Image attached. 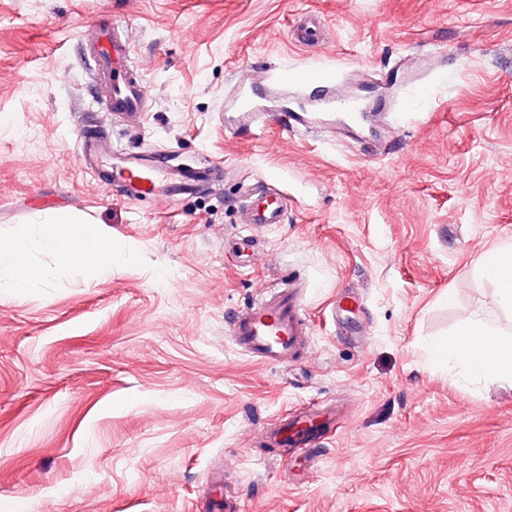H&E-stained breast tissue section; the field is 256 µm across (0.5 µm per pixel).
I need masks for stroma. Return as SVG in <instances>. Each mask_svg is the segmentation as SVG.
<instances>
[{
    "label": "stroma",
    "mask_w": 512,
    "mask_h": 512,
    "mask_svg": "<svg viewBox=\"0 0 512 512\" xmlns=\"http://www.w3.org/2000/svg\"><path fill=\"white\" fill-rule=\"evenodd\" d=\"M324 40L296 41L301 15ZM128 30L154 105L115 123L80 35ZM431 50L422 102L391 154L361 133L225 130L243 67L339 64L348 85ZM223 164L217 189L131 201L79 164L86 129ZM288 196L285 223L239 222L245 188ZM97 224L111 278L57 269L34 228ZM0 234L43 285L0 288V512H207L222 471L237 512H512V389L437 363L430 344L477 313L502 328L480 256L512 244V0H0ZM258 258L237 267L239 248ZM309 288L311 349L255 363L226 317L260 286ZM354 290L369 333L329 311ZM343 419L306 480L304 452L253 440L287 411Z\"/></svg>",
    "instance_id": "1"
}]
</instances>
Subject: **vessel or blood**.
<instances>
[{"mask_svg":"<svg viewBox=\"0 0 512 512\" xmlns=\"http://www.w3.org/2000/svg\"><path fill=\"white\" fill-rule=\"evenodd\" d=\"M131 40L120 29L93 38L86 45L94 62V82L107 92L112 110L130 123H139L151 93L140 69L130 63ZM230 104L236 129L250 132L270 124L282 129H316L309 111L348 113L359 111L363 120L384 126L386 113L363 110L362 104L340 84L335 70L300 71L291 67H261L238 71L233 79ZM83 167L111 177L131 199L171 200L182 191L218 181L222 171L207 164L188 168L151 147L136 151L112 147L96 132L81 135L78 144ZM287 206L283 191L270 187L251 189L240 207V221L254 228L284 223ZM307 290L288 279L262 290L245 309L232 314L226 332L234 347L253 362L286 366L309 346L305 316ZM357 299L345 296L333 311L345 335L360 336L366 327L357 321ZM341 426L335 409L309 406L270 424L263 442L271 448H309L332 439Z\"/></svg>","mask_w":512,"mask_h":512,"instance_id":"obj_1","label":"vessel or blood"}]
</instances>
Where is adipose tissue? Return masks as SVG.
<instances>
[{
  "instance_id": "obj_1",
  "label": "adipose tissue",
  "mask_w": 512,
  "mask_h": 512,
  "mask_svg": "<svg viewBox=\"0 0 512 512\" xmlns=\"http://www.w3.org/2000/svg\"><path fill=\"white\" fill-rule=\"evenodd\" d=\"M38 235L42 246L50 251L59 268L75 274L91 271L108 277L117 258L112 241L100 230L79 225L66 211L54 213L49 221L40 224ZM479 266L482 274L498 287V300L512 309V246L504 245L485 253ZM51 276L48 269L33 265L18 240L0 236V286L17 290L35 287ZM512 336L477 317L465 320L448 341L434 344L437 358L451 359L463 365L472 378L487 376L512 386Z\"/></svg>"
}]
</instances>
